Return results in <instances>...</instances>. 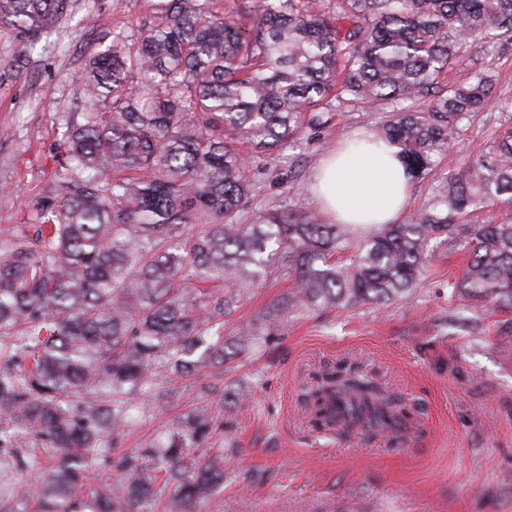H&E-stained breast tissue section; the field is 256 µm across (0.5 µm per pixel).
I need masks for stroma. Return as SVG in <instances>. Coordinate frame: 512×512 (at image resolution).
<instances>
[{"mask_svg":"<svg viewBox=\"0 0 512 512\" xmlns=\"http://www.w3.org/2000/svg\"><path fill=\"white\" fill-rule=\"evenodd\" d=\"M147 13V0H81L73 19L29 51L0 27V182L16 194L0 202V227L28 223V199L57 174L52 156L64 117L87 109L75 80L86 57L112 32L136 33ZM484 66L495 73L492 97L463 122L447 162L413 183L409 210L428 204L449 171L466 170L512 122L511 41L479 45L446 78L460 81ZM382 118L344 108L328 128L304 129L289 147L261 158L257 207L317 209L311 184L322 157L357 130L375 131ZM464 263L463 252L441 248L419 287L385 306L285 315L274 343L226 363L221 376L182 381L167 407L136 413L109 441L106 461L93 462L97 483L111 484L125 456L159 445L216 389L246 399L237 409H214L212 433L196 448L224 451V486L207 512H512V306L459 319L452 284ZM287 292L284 281L252 289L225 317V333ZM343 360L416 404L417 425L404 444L342 439L307 422L300 392L309 373Z\"/></svg>","mask_w":512,"mask_h":512,"instance_id":"35a3bbf8","label":"stroma"}]
</instances>
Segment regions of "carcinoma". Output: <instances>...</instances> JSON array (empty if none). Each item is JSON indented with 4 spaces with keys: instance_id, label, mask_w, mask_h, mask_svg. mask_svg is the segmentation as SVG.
I'll list each match as a JSON object with an SVG mask.
<instances>
[{
    "instance_id": "1",
    "label": "carcinoma",
    "mask_w": 512,
    "mask_h": 512,
    "mask_svg": "<svg viewBox=\"0 0 512 512\" xmlns=\"http://www.w3.org/2000/svg\"><path fill=\"white\" fill-rule=\"evenodd\" d=\"M75 0H0L25 45ZM133 39L114 38L77 74L89 111L71 116L61 170L30 200L34 224L0 229V464L19 435L58 453L35 481L0 489V512H204L224 450L185 454L212 430L183 415L152 468L127 456L86 489L94 451L133 411L162 407L163 384L194 377L280 335L285 313L380 306L417 288L431 243L464 252L452 288L473 311L512 306V215L472 224L470 208L512 212V126L432 201L360 230L317 212L254 206L239 146L265 155L366 105L379 139L424 178L481 111L495 79L441 75L470 41L512 33V0H261L245 24L214 0H150ZM288 280L282 306L224 336V315L260 280ZM303 399L317 429L398 435L415 408L348 367Z\"/></svg>"
}]
</instances>
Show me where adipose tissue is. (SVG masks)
Returning <instances> with one entry per match:
<instances>
[{"mask_svg":"<svg viewBox=\"0 0 512 512\" xmlns=\"http://www.w3.org/2000/svg\"><path fill=\"white\" fill-rule=\"evenodd\" d=\"M412 183L398 148L361 130L328 153L314 192L335 223L392 224L405 210Z\"/></svg>","mask_w":512,"mask_h":512,"instance_id":"ef3b65f1","label":"adipose tissue"}]
</instances>
